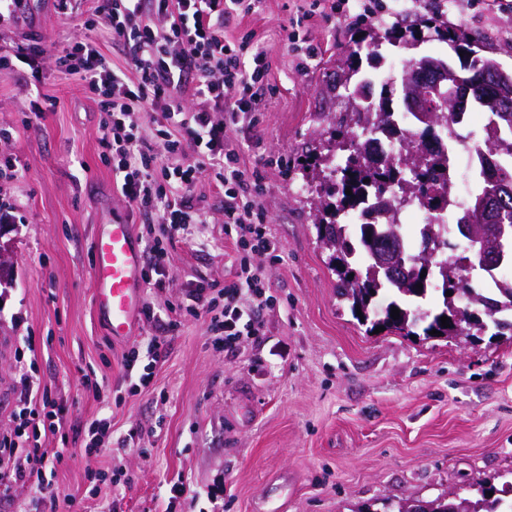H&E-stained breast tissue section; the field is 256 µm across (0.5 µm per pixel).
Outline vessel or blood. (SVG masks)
Listing matches in <instances>:
<instances>
[{"mask_svg":"<svg viewBox=\"0 0 512 512\" xmlns=\"http://www.w3.org/2000/svg\"><path fill=\"white\" fill-rule=\"evenodd\" d=\"M91 277L97 312L113 340L133 336L144 299L143 254L128 217L115 216L93 237Z\"/></svg>","mask_w":512,"mask_h":512,"instance_id":"b4317fda","label":"vessel or blood"}]
</instances>
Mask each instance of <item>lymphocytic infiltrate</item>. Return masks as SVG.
Returning <instances> with one entry per match:
<instances>
[{"label": "lymphocytic infiltrate", "instance_id": "lymphocytic-infiltrate-1", "mask_svg": "<svg viewBox=\"0 0 512 512\" xmlns=\"http://www.w3.org/2000/svg\"><path fill=\"white\" fill-rule=\"evenodd\" d=\"M261 0H91L85 28L106 31L124 65L109 62L97 43L77 36L55 53L66 73L78 76L98 98L103 112L99 144L112 159L115 188L148 230L144 280L165 287L175 236L193 240L207 216L193 190L207 179L224 191V236L233 245L234 273L225 284H189L169 315L147 305L144 317L158 333L124 356L125 379L149 387L164 354L166 336L183 318H208L216 349L234 353L246 341H261L264 313L279 303L263 276L261 259L277 262L281 244L270 235L260 202L264 175L242 163L240 130L255 126L276 88L270 65L252 33L235 40L225 28L256 12ZM234 90L225 102V90ZM152 115L141 130L140 113ZM223 120H215V113ZM23 390L12 413L13 426L0 434V498L16 484L36 489L45 512H80L47 478L65 459L61 448L45 447L57 433L66 407L42 387L35 367L15 352Z\"/></svg>", "mask_w": 512, "mask_h": 512}]
</instances>
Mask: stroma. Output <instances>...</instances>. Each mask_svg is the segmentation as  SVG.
<instances>
[{
  "label": "stroma",
  "instance_id": "1",
  "mask_svg": "<svg viewBox=\"0 0 512 512\" xmlns=\"http://www.w3.org/2000/svg\"><path fill=\"white\" fill-rule=\"evenodd\" d=\"M378 2L376 20L412 28L441 16L512 68V4ZM304 5L263 0L258 13L229 29L255 31L279 87L263 123L239 139L247 165L266 166L261 203L284 253L265 276L280 305L265 314L262 342H243L229 355L214 350L204 321H185L151 386L138 391L123 378V355L155 327L142 320L130 340L112 341L93 298L95 226L126 212L135 233L143 231L102 157L97 99L50 58L21 75H0V160L14 159L24 172L0 185L20 205L15 222L0 226V254L13 268L12 282L0 285V432L12 425L22 388L14 352L28 336L42 385L68 409L45 442L72 453L52 481L83 512H202L218 483L226 488L224 512H357L364 504L382 512L512 481V333L375 334L337 294L310 205L316 189L301 166L325 116L345 107L324 88L362 23L355 6L305 22L300 39L320 45L321 54L303 70L288 36ZM86 18L81 8L64 23L56 0H30L24 25L0 37L21 42L32 33L51 50L79 35ZM277 153L287 156V170L268 165ZM197 191L209 213L203 246L170 243L169 287L143 290L160 309L188 283L230 272L222 198L205 182ZM81 366L95 370L102 390L83 383ZM103 417L112 434L97 456L85 457L82 432ZM92 470L125 480L96 492ZM180 478L188 492L169 503L167 484Z\"/></svg>",
  "mask_w": 512,
  "mask_h": 512
}]
</instances>
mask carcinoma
<instances>
[{"label":"carcinoma","instance_id":"obj_1","mask_svg":"<svg viewBox=\"0 0 512 512\" xmlns=\"http://www.w3.org/2000/svg\"><path fill=\"white\" fill-rule=\"evenodd\" d=\"M425 27L437 38L452 45L461 41L469 47V61L457 68L448 64V96L469 99L485 112L487 121L483 136L467 146L477 160V186L473 194L486 191L485 172L491 171L500 181L512 185V112L500 108L512 107V69H506L494 57L477 50L479 42L461 29L448 28L438 17L424 20ZM419 42L417 32L404 33L391 27L381 33L370 25L346 50L343 65L347 72L339 89L357 100L361 90L375 85L376 76L363 68L364 62L383 58L382 46L388 44L400 49H412ZM394 78L389 76L381 84L379 96L363 105L361 112H340L328 122L325 130L327 146L309 150L302 166L304 176L316 184L315 202L320 241L332 251V271L337 277L338 294L350 306L352 314L362 312L364 322L371 328L383 327L410 335L422 329L431 336L436 329L440 335H452L451 329L491 333L499 336L512 330V281L489 276L480 260L465 251L456 260L440 263L434 259L425 277L412 275L411 268L422 267L420 253L412 251L402 238L398 211L384 217L382 224H344L347 209L365 200L371 193L388 199L398 193L403 200L416 204L424 213L444 215L448 209L451 179L448 175V155L445 152L424 151L426 133L414 123L405 128V157L379 167L366 165L365 138L381 130H393L394 121H403L408 110L404 100L390 95ZM425 105L434 113L433 129L437 133H452L462 126L461 113L450 112L438 100H427ZM352 194H346V190ZM504 224L512 228V194L498 201L487 221L476 226L484 230L485 246L491 252H502L505 262L512 263V235L498 237L489 226ZM448 225H422L423 239L432 240L439 247L448 248V239L441 231ZM396 253L405 262V270L387 275L383 268L384 254ZM480 277L487 287L472 286L474 277ZM422 288H417V285ZM451 295H446V292ZM441 302L432 310L422 304L436 296ZM400 310L399 317H391V309ZM449 318L450 327L441 326V317ZM507 490H499L492 483H484L470 497L450 494L437 498L426 506L404 504L398 512H512V499L503 497Z\"/></svg>","mask_w":512,"mask_h":512}]
</instances>
